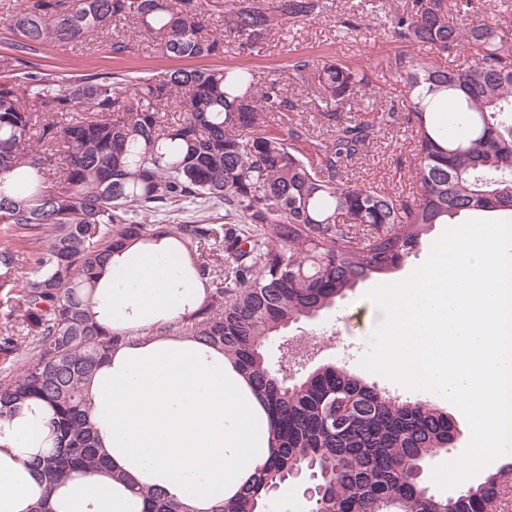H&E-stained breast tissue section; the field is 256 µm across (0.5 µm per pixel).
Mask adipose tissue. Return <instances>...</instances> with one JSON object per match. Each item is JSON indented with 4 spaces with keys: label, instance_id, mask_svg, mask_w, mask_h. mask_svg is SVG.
Listing matches in <instances>:
<instances>
[{
    "label": "adipose tissue",
    "instance_id": "1",
    "mask_svg": "<svg viewBox=\"0 0 512 512\" xmlns=\"http://www.w3.org/2000/svg\"><path fill=\"white\" fill-rule=\"evenodd\" d=\"M127 253L104 266L94 295L99 318L114 327L171 320L184 312L164 245L128 264ZM92 420L115 469L181 498L194 492L197 512L218 493L234 494L265 455L261 408L223 355L191 340L149 342L117 351L89 387ZM0 431L13 457L0 455V512H26L39 494L35 477L15 463L41 447L44 421L23 412ZM137 497L108 478L76 480L62 489L59 512H133Z\"/></svg>",
    "mask_w": 512,
    "mask_h": 512
}]
</instances>
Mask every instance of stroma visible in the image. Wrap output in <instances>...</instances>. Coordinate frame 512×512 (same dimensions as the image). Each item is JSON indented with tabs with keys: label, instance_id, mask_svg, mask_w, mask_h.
<instances>
[{
	"label": "stroma",
	"instance_id": "35a3bbf8",
	"mask_svg": "<svg viewBox=\"0 0 512 512\" xmlns=\"http://www.w3.org/2000/svg\"><path fill=\"white\" fill-rule=\"evenodd\" d=\"M403 0H325L324 11L284 32L271 36L255 52H228L203 58L175 59L163 56L152 38L131 34L129 51L113 53L102 39L83 42H47L37 45L29 59L42 72L60 77L86 73L149 77L185 68L248 67L262 79L287 78L291 57L339 59L366 71L370 82L388 96L404 92V83L393 66V57L402 46L392 38L389 19ZM412 131L410 127L384 128L366 156L355 167L358 181L376 182L391 192L409 186ZM373 282L358 284L336 304L312 319H304L281 330L269 340L271 361H278L279 346L286 338L315 343L310 368L333 364L361 378L368 385L402 401L422 402L447 412L458 432L459 447H467L470 428L461 411L437 393L408 390L389 379L366 371L359 361L370 350L369 338L379 322L373 302L367 297Z\"/></svg>",
	"mask_w": 512,
	"mask_h": 512
}]
</instances>
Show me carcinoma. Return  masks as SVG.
<instances>
[{
	"label": "carcinoma",
	"mask_w": 512,
	"mask_h": 512,
	"mask_svg": "<svg viewBox=\"0 0 512 512\" xmlns=\"http://www.w3.org/2000/svg\"><path fill=\"white\" fill-rule=\"evenodd\" d=\"M322 0H138L134 28L161 35L177 58L254 51L272 31L323 11ZM224 11V36L210 19ZM128 0H20L4 19L18 37L0 55V420L38 409L45 446L22 466L41 492L26 512H57L62 488L112 471L87 390L109 354L142 341L193 338L224 354L258 398L264 463L210 512H260L273 484L314 466L318 512H440L413 485L448 440L451 421L424 404L392 402L327 366L288 391L265 346L345 291L400 268L432 224L512 212V34L475 17L476 0H405L391 21L407 88L370 119L343 115L368 85L347 63L297 55L288 78L314 80L312 104L249 68L178 69L132 83L34 71L28 50L81 42L127 19ZM461 47L469 59L441 66ZM179 112L168 115L172 104ZM314 105L326 136L294 114ZM287 118L286 130L269 124ZM415 131L409 191L353 179L386 126ZM312 145V163L299 144ZM207 202L222 224H149L169 208ZM170 240L190 308L147 328H111L91 311L107 259L137 242ZM512 463L458 490L448 512H493ZM138 488V487H136ZM141 512H197L140 487Z\"/></svg>",
	"instance_id": "carcinoma-1"
}]
</instances>
